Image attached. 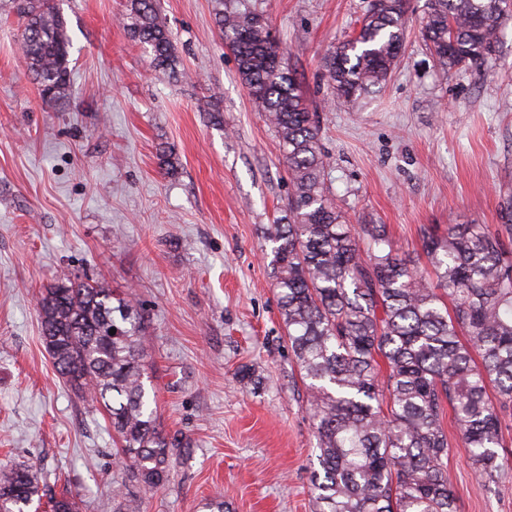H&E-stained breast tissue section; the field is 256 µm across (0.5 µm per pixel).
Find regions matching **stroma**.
<instances>
[{
	"label": "stroma",
	"instance_id": "obj_1",
	"mask_svg": "<svg viewBox=\"0 0 512 512\" xmlns=\"http://www.w3.org/2000/svg\"><path fill=\"white\" fill-rule=\"evenodd\" d=\"M127 0H60L72 96L42 102L0 13V470L28 467L77 512H316L317 440L288 347L266 234L292 186L276 132L242 83L213 0H157L179 75L125 30ZM267 17L319 115L327 184L349 223L386 225L422 271L423 238L498 228L512 193V20L480 70L442 73L407 0L404 50L379 91L333 96L321 60L369 0H247ZM167 148L177 161L166 173ZM81 276L134 293L160 428L177 441L166 480L139 481L98 406L56 372L42 291ZM247 368L259 385L236 379ZM442 461L458 512H512V478L479 487L452 421Z\"/></svg>",
	"mask_w": 512,
	"mask_h": 512
}]
</instances>
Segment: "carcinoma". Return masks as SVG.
<instances>
[{"label": "carcinoma", "mask_w": 512, "mask_h": 512, "mask_svg": "<svg viewBox=\"0 0 512 512\" xmlns=\"http://www.w3.org/2000/svg\"><path fill=\"white\" fill-rule=\"evenodd\" d=\"M22 21L28 72L48 105L70 98L69 38L57 0H0ZM224 44L255 103L267 112L288 164V223L269 232L279 311L307 390L318 467V512H457L442 457L451 410L482 487L512 475L500 456L499 409L512 404V196L500 228L450 224L424 238L431 287L402 259L383 224H350L326 184L317 113L264 15L214 0ZM406 0H374L358 32L325 55L335 96L355 102L382 88L405 42ZM129 38L154 68L178 56L154 0H129ZM512 0H428L423 39L446 72L496 55ZM43 343L56 371L106 413L122 451L148 486L165 480L169 449L145 388L147 320L130 295L79 277L41 293ZM115 333H110L111 329ZM494 388L496 400L488 396ZM76 512L66 494L39 487L29 469L0 471V512Z\"/></svg>", "instance_id": "carcinoma-1"}]
</instances>
